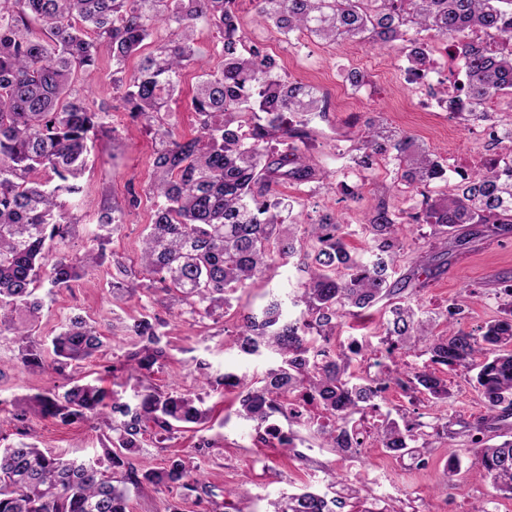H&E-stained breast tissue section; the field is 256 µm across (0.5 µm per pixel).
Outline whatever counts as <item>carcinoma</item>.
Returning <instances> with one entry per match:
<instances>
[{
  "mask_svg": "<svg viewBox=\"0 0 512 512\" xmlns=\"http://www.w3.org/2000/svg\"><path fill=\"white\" fill-rule=\"evenodd\" d=\"M257 17L285 36L294 33L328 44L365 41L397 50L408 80L434 68L436 44L454 47L464 79L439 102L458 118L493 120L486 100L512 99V0H250ZM204 20L219 37L222 68L202 71L191 98L200 129L193 137L156 129L154 176L148 193L157 199L140 245L142 268L180 305L186 321L224 316L229 294L247 288L281 261L295 260L301 274L293 292H267L258 311L240 314L230 344L245 357H270L263 376L226 371L206 379L210 387L238 390V413L269 431L272 419L311 421L310 407L332 424L316 430L319 447L361 453L365 440L343 427L364 421L388 385L448 398L436 370L411 375L396 353L420 349L431 363L450 371L475 372L473 386L488 414L467 429L474 465L498 495L512 498V438L493 442L487 433L512 416V284L496 292L505 317L463 328L461 307L424 311L394 287L397 257L412 226L425 224L421 238L446 245L465 224L475 234L512 233V130L510 146L489 154L471 173H458L451 191L448 165L414 136L369 118L367 135L350 156L358 180L341 184L345 197H360L361 183L377 165L391 164L409 189L410 205L399 212L378 203L365 218L369 242L348 250L347 228L325 211L298 235L292 214L298 198L280 185L324 184L329 174L308 154V124L324 108L313 86L277 72L276 61L252 41L239 15L238 0H0V342L17 345V362L45 369L42 344L16 315L43 306L36 294L47 279L54 288L91 281L102 263L106 238L82 254L60 253L77 218L58 203L61 194L81 192L76 180L88 163L102 117L73 83L79 72L112 60L115 89L131 116L148 123L174 95L182 71L197 60L195 26ZM38 22L45 37H34ZM499 35L475 41L472 33ZM133 69H127L130 59ZM388 307L385 356L376 358L381 378L352 381L350 368L374 354L362 342L333 347L338 321L358 317L379 302ZM448 331L434 333L437 321ZM166 322L141 313L125 325L134 339L127 352L137 374L134 402L112 392L111 414L104 391L74 383L60 394L45 391L17 397L10 414L22 422L41 414L64 425L95 418L112 431L100 458L78 462L34 443L0 448V512H129V490L166 487L196 504L211 496L200 466L177 454L164 467L138 474L131 457L143 451L140 436L154 429L155 442L176 438L208 411L199 395L162 392L147 382L167 358L158 328ZM54 363L63 367L100 353L104 336L87 319L70 316L51 338ZM422 422L401 425L386 414L373 442L403 454L411 442L429 445ZM122 474L115 485V474ZM346 500L305 489L271 502V512H336Z\"/></svg>",
  "mask_w": 512,
  "mask_h": 512,
  "instance_id": "cac0c4a2",
  "label": "carcinoma"
}]
</instances>
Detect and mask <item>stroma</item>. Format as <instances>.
Here are the masks:
<instances>
[{
    "label": "stroma",
    "instance_id": "obj_1",
    "mask_svg": "<svg viewBox=\"0 0 512 512\" xmlns=\"http://www.w3.org/2000/svg\"><path fill=\"white\" fill-rule=\"evenodd\" d=\"M243 15L253 36L264 40L269 54L294 56L292 65L281 66V74L322 90L327 89L332 80L344 83L351 63L342 53V44L327 45L306 39L291 46L275 27L257 22L252 8H244ZM77 82L91 89L95 108L108 112L111 130L100 134L93 144L88 165L80 178L82 193L65 201L67 210L78 219L66 240V252L74 254L89 247L97 231V217L104 207L122 210L123 222L110 238L106 259L96 272L95 286L80 281L58 292L51 291L46 284L39 288L43 308L33 327L36 337L47 342L69 316L80 314L106 336L107 346L97 358L70 364L59 373L51 369L25 370L16 362L15 345H0V402L6 404L14 398L51 387L62 392L78 379L94 382L108 391H119L125 399H132L134 383L121 368L127 351L123 327L130 316L142 311L174 326L172 334L164 338L168 357L150 377L151 384L158 389L197 391L196 365L202 361L218 373L229 370L261 374L268 366L267 360L247 359L238 351L225 348V333L233 329L240 313L264 304L268 287L290 291L295 283L293 266L274 269L270 286L258 283L234 294L223 319L217 321L206 318L190 324L179 323L177 307L171 305L168 296L148 290V275L144 272L138 277L139 291L131 301L121 303L113 299L112 276L116 262L134 268L139 265L138 246L153 207L152 199L143 189L152 172L154 141L152 133L141 123L130 120L115 94L111 60L101 58L97 68L79 74ZM196 82V69L183 72L172 101L159 115L163 127L187 137L196 135L198 121L191 106ZM418 98L416 84L406 80L403 74L384 80L371 72L353 115L341 122L333 118L310 122V152L322 167L333 172L337 184L329 188L313 183L286 187V194L302 200L301 207L293 211L299 224L315 220L319 212H334L348 226L350 249L358 251L365 245L359 220L373 203L387 200L393 211L406 207V194L391 169L377 171L359 201L344 198L340 183L348 171L349 154L361 142L366 119L379 116L393 121L392 107L397 101ZM398 123L400 129L414 135L421 143L446 154L450 181H457L459 172L476 168L485 155L475 134V123L457 122L451 137L442 130L440 116L433 112H421L415 120ZM132 188L141 193L140 204L135 208L127 204L128 191ZM434 266L435 277L420 295L424 309L438 312L450 303H458L463 308L462 322L469 329L501 317L502 302L496 298L495 290L502 280L512 278V235L470 239L451 248L449 254L437 257ZM440 375L448 383V399L431 400L423 394L414 398L384 395L378 401V411L371 413L363 424L368 437H375L376 426L384 412L395 408L406 410L408 416L420 418L426 424L449 423L455 430L474 423L485 414V404L467 375L445 369ZM206 402L216 408L210 423L198 431L182 432L166 449L146 443L144 450L133 456L132 464L138 472L144 473L164 466L170 453L192 456L202 467L218 512H268L271 501L281 493H298L309 486L308 473L312 470L318 471L324 485L335 474L348 480L360 471L372 477L386 476L388 503L397 512H422V501L430 499L440 504L441 512H471L475 504L486 500L490 501L493 512H512V498L494 495L489 481L476 475L467 438H459L452 452L459 458L460 466L451 477L446 474L445 463L452 453L437 442L425 450L430 464L424 470L413 468L409 458H387L372 448L365 449L350 463L327 448L303 457L273 446L252 447L254 425L237 415L235 393L214 391ZM105 432V427L94 421L66 426L33 415L17 425L0 412V444L33 442L78 460L102 456ZM203 438L209 446L200 455L195 446Z\"/></svg>",
    "mask_w": 512,
    "mask_h": 512
}]
</instances>
